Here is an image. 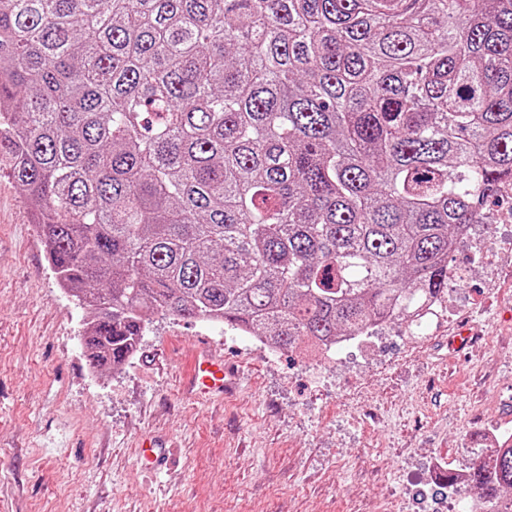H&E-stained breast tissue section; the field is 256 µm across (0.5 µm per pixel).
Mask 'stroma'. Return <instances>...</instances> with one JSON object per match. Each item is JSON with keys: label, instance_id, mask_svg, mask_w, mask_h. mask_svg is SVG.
<instances>
[{"label": "stroma", "instance_id": "obj_1", "mask_svg": "<svg viewBox=\"0 0 512 512\" xmlns=\"http://www.w3.org/2000/svg\"><path fill=\"white\" fill-rule=\"evenodd\" d=\"M480 298L477 349L388 336L344 363L266 354L233 330L148 313L137 353L90 372L88 305L62 291L30 207L0 166V501L7 512H452L438 470L467 469L486 425L512 428V286ZM223 357V399L193 390ZM167 437L162 470L139 464Z\"/></svg>", "mask_w": 512, "mask_h": 512}]
</instances>
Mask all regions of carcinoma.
<instances>
[{"label":"carcinoma","mask_w":512,"mask_h":512,"mask_svg":"<svg viewBox=\"0 0 512 512\" xmlns=\"http://www.w3.org/2000/svg\"><path fill=\"white\" fill-rule=\"evenodd\" d=\"M0 163L94 372L155 309L353 336L512 181V0H0ZM467 482L512 512V445Z\"/></svg>","instance_id":"carcinoma-1"}]
</instances>
